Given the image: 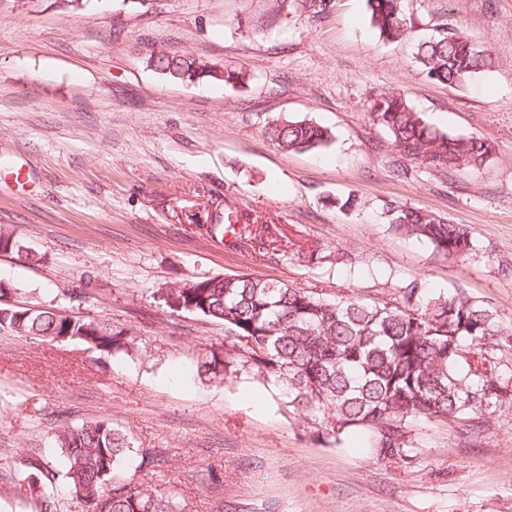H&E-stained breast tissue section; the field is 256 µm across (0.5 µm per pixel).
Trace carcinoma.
Segmentation results:
<instances>
[{
	"instance_id": "obj_1",
	"label": "carcinoma",
	"mask_w": 512,
	"mask_h": 512,
	"mask_svg": "<svg viewBox=\"0 0 512 512\" xmlns=\"http://www.w3.org/2000/svg\"><path fill=\"white\" fill-rule=\"evenodd\" d=\"M373 28L384 41L412 33L400 0H366ZM415 59L437 82L464 86L490 69L489 49L456 30L444 29L416 44ZM146 66L186 85L222 82L242 85L248 73L220 67L193 54L152 50ZM373 124L387 132L398 157L444 174L482 169L492 146L479 136H455L428 123L405 93L386 91L370 110ZM270 140L283 151L320 148L332 131L309 120L272 118L265 125ZM389 226L431 246L446 257H464L473 247L464 224L406 206L386 207ZM23 249L12 232L0 228V253ZM315 265L341 266L348 256L313 249ZM11 288L0 282V329L47 342L77 341L108 356L134 348L124 330L104 320L81 319L44 308H23L6 301ZM164 305L173 313H195L224 324V358L213 354L198 369L224 377L251 374L278 386L288 409L303 414L316 430L337 439L366 430L375 453L409 460L416 448L408 439L417 420L454 418L476 427L500 402L499 363L492 352L500 335L491 308L460 292L426 295L412 280L399 288L398 302H365L355 297L324 298L284 283L235 274L203 277L191 287L164 289ZM60 455L25 458L18 473L43 495L59 470L88 512H175L170 495L116 476L130 452L127 434L105 419L67 426L55 434Z\"/></svg>"
}]
</instances>
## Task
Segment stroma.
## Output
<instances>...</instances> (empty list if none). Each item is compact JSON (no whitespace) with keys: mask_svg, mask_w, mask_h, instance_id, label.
<instances>
[{"mask_svg":"<svg viewBox=\"0 0 512 512\" xmlns=\"http://www.w3.org/2000/svg\"><path fill=\"white\" fill-rule=\"evenodd\" d=\"M410 40L385 42L366 0H0V227L22 253L0 254L13 303L106 319L137 351L101 359L81 343L0 330V512H44L10 477L60 427L104 418L132 453L121 476L175 495L177 512H512V0H401ZM456 27L491 50L468 85L429 79L416 40ZM153 49L248 72L245 85L174 84L146 67ZM404 91L438 129L479 136L480 171L442 175L393 164L373 125L376 94ZM309 119L335 139L285 153L268 117ZM467 225L474 251L444 257L394 233L386 204ZM275 231L274 250L226 248L217 218ZM353 266H314L306 252ZM37 252L38 264L25 251ZM245 273L326 298L393 302L411 280L464 290L497 311L504 401L479 430L417 422L414 458L377 457L369 433L334 443L270 383L220 380L197 362L224 350V327L173 314L162 288ZM163 464L142 470V450Z\"/></svg>","mask_w":512,"mask_h":512,"instance_id":"obj_1","label":"stroma"}]
</instances>
